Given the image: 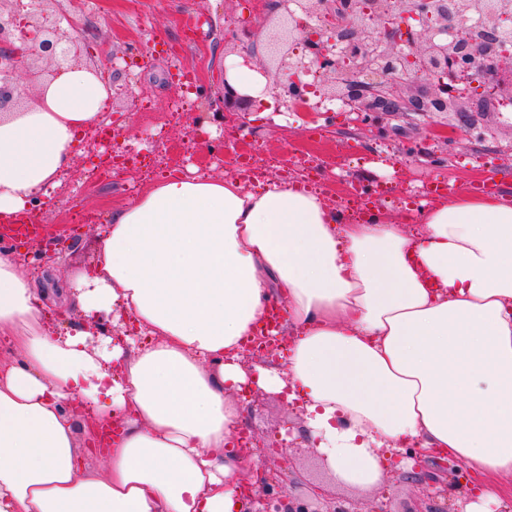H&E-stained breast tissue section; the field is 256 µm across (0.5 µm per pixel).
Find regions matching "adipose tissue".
Instances as JSON below:
<instances>
[{
    "instance_id": "1",
    "label": "adipose tissue",
    "mask_w": 512,
    "mask_h": 512,
    "mask_svg": "<svg viewBox=\"0 0 512 512\" xmlns=\"http://www.w3.org/2000/svg\"><path fill=\"white\" fill-rule=\"evenodd\" d=\"M108 96L74 67L0 117V231L69 168ZM95 274L70 286L87 316L136 335L90 349L48 330L39 295L0 251V512H248L258 454L233 444L243 385L300 388L331 488L385 481L382 451L413 446L483 477L468 512L512 480V206L454 195L404 223L354 222L320 192L273 181L165 179L113 210ZM284 303L286 365L245 370L243 340ZM95 409L75 428L66 409ZM122 429L89 469L101 427Z\"/></svg>"
}]
</instances>
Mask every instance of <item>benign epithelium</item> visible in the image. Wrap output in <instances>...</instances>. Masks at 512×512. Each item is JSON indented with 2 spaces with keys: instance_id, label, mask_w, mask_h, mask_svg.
<instances>
[{
  "instance_id": "1",
  "label": "benign epithelium",
  "mask_w": 512,
  "mask_h": 512,
  "mask_svg": "<svg viewBox=\"0 0 512 512\" xmlns=\"http://www.w3.org/2000/svg\"><path fill=\"white\" fill-rule=\"evenodd\" d=\"M13 0H0V114L25 108L24 89L16 75L24 70L31 83L44 88L57 75L78 65L79 43L73 24L62 19L38 22L41 39L16 46L6 38L14 24ZM271 31L244 30L224 38L226 53L258 70L266 89L287 111L320 112L339 100L364 119L375 114L413 112L454 114L472 127L473 113L488 114L512 104V70L504 89L501 63L512 62V0H268ZM320 15L324 29L313 31L304 17ZM475 21L477 37L459 31ZM347 46L343 61L334 44ZM305 47L298 53L296 46ZM48 62V68L39 61ZM256 98L239 92L224 77V111L247 112ZM252 486V512H352L338 505L321 510L332 495L323 489L302 499L281 491L262 498Z\"/></svg>"
}]
</instances>
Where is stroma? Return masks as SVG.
<instances>
[{"label": "stroma", "mask_w": 512, "mask_h": 512, "mask_svg": "<svg viewBox=\"0 0 512 512\" xmlns=\"http://www.w3.org/2000/svg\"><path fill=\"white\" fill-rule=\"evenodd\" d=\"M46 9L77 20V38L96 40L105 52L125 54L123 74L112 79L114 99L106 105L105 118L117 123L120 143L149 150L141 190L171 175L161 157L176 148L183 152L186 175L220 179L235 177V159L244 152L276 161V168L266 173L270 180L283 179L284 167L297 159H314L319 166L314 187L330 207L343 208L351 189L366 195L384 184L389 194L373 200L367 211L396 222L407 216L405 202L434 177L466 193L478 177L491 173L500 185V199L512 203V109L507 107L465 131L455 116H441V124L459 130L446 140L432 139L430 118L413 113L381 115L358 126L342 112L314 118L304 112L251 111L240 117L223 111L224 38L246 26L268 31L270 23L258 0H51ZM199 17L207 20L200 30L193 24ZM187 62L198 75L189 89L173 76L176 66ZM179 99L188 110L178 123L152 130L142 120V113L169 111ZM105 147L99 135L81 136L66 175L48 188L32 213L40 237L5 240L22 259L21 271L32 288L54 309L61 307L70 278L92 270L112 209L132 199L107 185L82 183V174L97 164ZM88 205L98 213L93 222L84 223L80 215ZM64 231L71 234L69 248L39 259L37 252L46 240ZM256 396L244 413V427L264 449L259 467L277 478L276 485L263 488V495L274 496L285 488L293 496H308L313 487L327 483L328 472L302 413L287 407L279 395L260 390ZM413 471L405 452H398L380 489H340L336 499L360 512H369L380 501L391 512H426L430 507L442 512L460 507L468 497L467 489L455 481L462 466L441 476L443 494L434 499L427 498L423 481Z\"/></svg>", "instance_id": "1"}]
</instances>
